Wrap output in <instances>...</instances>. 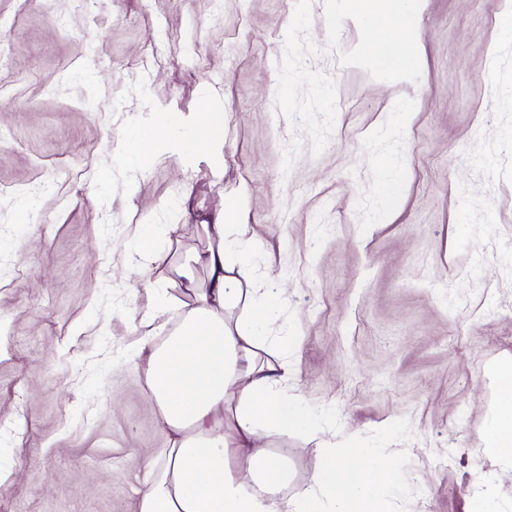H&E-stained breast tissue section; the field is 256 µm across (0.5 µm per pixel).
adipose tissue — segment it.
Here are the masks:
<instances>
[{
  "mask_svg": "<svg viewBox=\"0 0 512 512\" xmlns=\"http://www.w3.org/2000/svg\"><path fill=\"white\" fill-rule=\"evenodd\" d=\"M349 2L354 16L368 25L394 17L404 37L412 33L421 6V0ZM222 130L221 113L199 112L180 137L169 130L148 137L133 133L119 160L138 167L187 144L216 155ZM204 230V287L195 289L164 346L146 338L135 350L147 361L150 397L171 441L165 465L144 485L139 512H396L392 491L403 460L375 448L338 445L335 436L321 433L311 410L281 394L296 340L279 344L273 358L261 356L282 290L273 283L260 292L251 288L255 240L249 225L239 222L234 203H225L223 223ZM160 237V225L150 224L130 243L133 270L154 297V321L173 306L167 292L146 276L160 251ZM493 374L497 396L489 451L512 461V362L498 364ZM229 400L234 407L228 412L224 404ZM272 428L319 437L312 481L289 501L275 496L288 481L286 457L269 455L258 445Z\"/></svg>",
  "mask_w": 512,
  "mask_h": 512,
  "instance_id": "adipose-tissue-1",
  "label": "adipose tissue"
}]
</instances>
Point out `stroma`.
Masks as SVG:
<instances>
[{"mask_svg": "<svg viewBox=\"0 0 512 512\" xmlns=\"http://www.w3.org/2000/svg\"><path fill=\"white\" fill-rule=\"evenodd\" d=\"M511 14L424 0L395 74L363 52L391 18L344 0H0V512H138L169 439L130 352L149 295L126 241L172 225L148 275L190 302L228 200L285 290L288 393L403 457L401 512H512V462L486 450L512 359ZM205 108L220 156L117 162L130 129ZM261 445L287 450L293 499L314 440Z\"/></svg>", "mask_w": 512, "mask_h": 512, "instance_id": "1", "label": "stroma"}]
</instances>
